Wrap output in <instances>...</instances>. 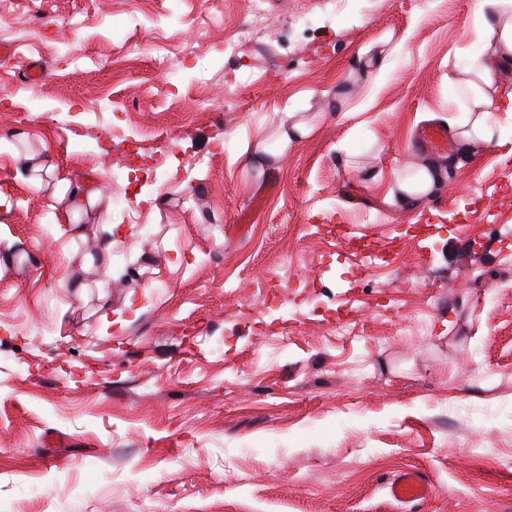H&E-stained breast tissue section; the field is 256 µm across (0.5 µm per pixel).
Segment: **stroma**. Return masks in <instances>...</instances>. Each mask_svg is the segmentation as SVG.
Here are the masks:
<instances>
[{
    "mask_svg": "<svg viewBox=\"0 0 512 512\" xmlns=\"http://www.w3.org/2000/svg\"><path fill=\"white\" fill-rule=\"evenodd\" d=\"M248 7L0 0V512H512V137L419 141L477 0H268L225 55ZM288 110L313 132L247 162ZM16 149L99 184L110 268ZM264 19V1L250 0L247 16L231 26L230 35L224 41V53H233L242 40L256 37L264 27ZM436 175L433 169L422 167L409 174L399 176L400 199L404 205H416L434 186ZM431 484L423 473L406 471L389 483L392 497L404 503H418L426 500L431 493Z\"/></svg>",
    "mask_w": 512,
    "mask_h": 512,
    "instance_id": "stroma-1",
    "label": "stroma"
}]
</instances>
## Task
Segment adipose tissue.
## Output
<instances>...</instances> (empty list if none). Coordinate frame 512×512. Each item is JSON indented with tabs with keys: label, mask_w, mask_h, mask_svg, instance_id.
<instances>
[{
	"label": "adipose tissue",
	"mask_w": 512,
	"mask_h": 512,
	"mask_svg": "<svg viewBox=\"0 0 512 512\" xmlns=\"http://www.w3.org/2000/svg\"><path fill=\"white\" fill-rule=\"evenodd\" d=\"M473 37L479 50L453 95L454 100L471 101L473 107L451 125L455 140L471 148L499 138L503 125L498 115L512 112V0H478ZM13 157L18 176L33 186L39 188L44 180H52L53 197L70 220L71 237L85 238L83 218L100 194L96 184L61 172L36 155L17 151Z\"/></svg>",
	"instance_id": "adipose-tissue-1"
}]
</instances>
